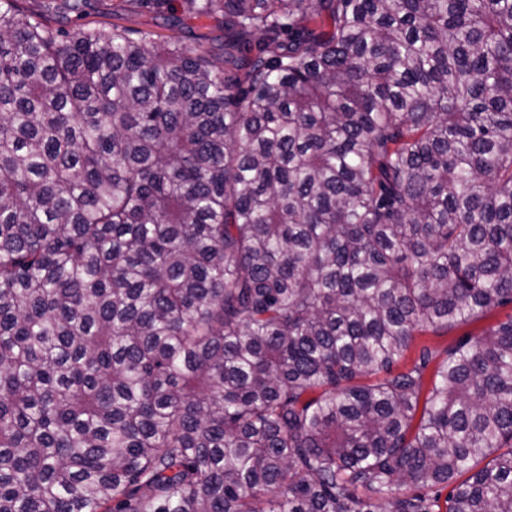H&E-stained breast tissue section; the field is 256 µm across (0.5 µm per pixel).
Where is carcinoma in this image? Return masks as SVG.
<instances>
[{
    "instance_id": "1",
    "label": "carcinoma",
    "mask_w": 512,
    "mask_h": 512,
    "mask_svg": "<svg viewBox=\"0 0 512 512\" xmlns=\"http://www.w3.org/2000/svg\"><path fill=\"white\" fill-rule=\"evenodd\" d=\"M169 2L0 0V512H512V0ZM134 21L140 23L138 27L150 28L162 36H179L185 42H192L193 37L201 33H208L210 38L222 35L215 21L205 17L185 19L181 30H171L165 25L162 15L149 12L137 15ZM512 314V305L504 308H498L492 311V313L485 319H482L474 324L468 326H462L459 328L452 329L448 333H442L441 335H435L427 333L425 335L415 336V340L411 349L407 353V361L414 359L418 349L427 345L432 349L438 350L443 353L448 345H451L458 337L465 333L477 334L482 328L487 327L490 324H494L497 321L506 320L508 315Z\"/></svg>"
}]
</instances>
